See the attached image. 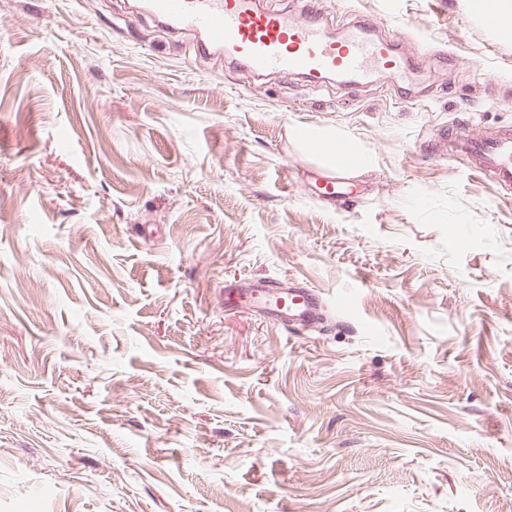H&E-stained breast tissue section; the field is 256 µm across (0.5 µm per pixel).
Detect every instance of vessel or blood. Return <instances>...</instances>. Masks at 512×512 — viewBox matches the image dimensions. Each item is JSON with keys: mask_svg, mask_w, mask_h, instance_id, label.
Listing matches in <instances>:
<instances>
[{"mask_svg": "<svg viewBox=\"0 0 512 512\" xmlns=\"http://www.w3.org/2000/svg\"><path fill=\"white\" fill-rule=\"evenodd\" d=\"M150 14L177 33L199 35L201 51L214 50L259 75L296 76L316 83L328 75L358 86L372 78L406 81L416 67L393 39L374 35L373 24L354 20L340 39L327 35L317 0H302L298 18L287 9L261 6L258 0H148ZM430 155L456 156L468 173L486 179L497 191L512 193V125L475 130L459 122L438 132ZM228 297L241 298L252 313L293 332L322 319V299L308 286L273 293L260 281L225 286Z\"/></svg>", "mask_w": 512, "mask_h": 512, "instance_id": "vessel-or-blood-1", "label": "vessel or blood"}]
</instances>
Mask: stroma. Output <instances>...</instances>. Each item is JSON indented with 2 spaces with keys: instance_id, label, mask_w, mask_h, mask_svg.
<instances>
[{
  "instance_id": "35a3bbf8",
  "label": "stroma",
  "mask_w": 512,
  "mask_h": 512,
  "mask_svg": "<svg viewBox=\"0 0 512 512\" xmlns=\"http://www.w3.org/2000/svg\"><path fill=\"white\" fill-rule=\"evenodd\" d=\"M320 6L417 83L260 77L143 0H0V512H512V195L425 150L512 123V31ZM297 126L368 156L351 201ZM245 277L327 326L225 308Z\"/></svg>"
}]
</instances>
